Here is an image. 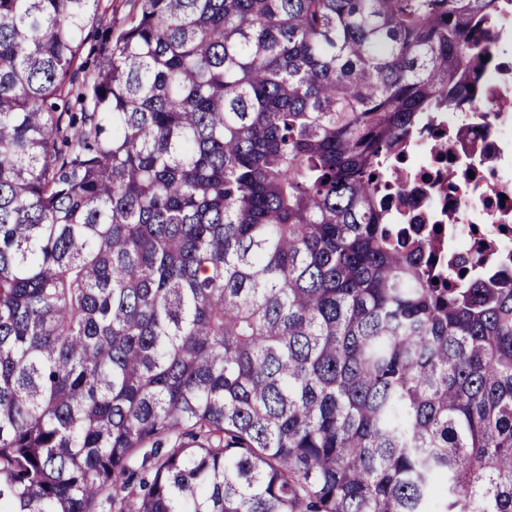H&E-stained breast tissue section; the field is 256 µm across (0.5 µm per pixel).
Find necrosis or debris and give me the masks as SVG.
Listing matches in <instances>:
<instances>
[{
  "mask_svg": "<svg viewBox=\"0 0 512 512\" xmlns=\"http://www.w3.org/2000/svg\"><path fill=\"white\" fill-rule=\"evenodd\" d=\"M512 11L495 26L473 99L426 121L391 176L389 211L431 243L436 267L459 279L512 269Z\"/></svg>",
  "mask_w": 512,
  "mask_h": 512,
  "instance_id": "1",
  "label": "necrosis or debris"
}]
</instances>
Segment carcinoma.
I'll list each match as a JSON object with an SVG mask.
<instances>
[{"label":"carcinoma","instance_id":"obj_1","mask_svg":"<svg viewBox=\"0 0 512 512\" xmlns=\"http://www.w3.org/2000/svg\"><path fill=\"white\" fill-rule=\"evenodd\" d=\"M508 10L0 0V512H512V275L377 200Z\"/></svg>","mask_w":512,"mask_h":512}]
</instances>
